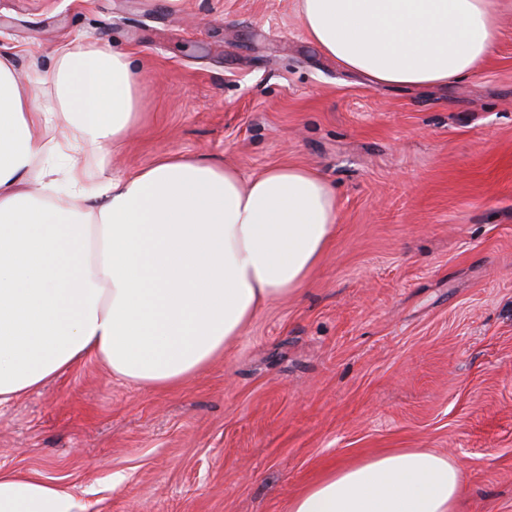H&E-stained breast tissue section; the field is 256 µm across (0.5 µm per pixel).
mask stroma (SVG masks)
Returning <instances> with one entry per match:
<instances>
[{
  "instance_id": "1",
  "label": "stroma",
  "mask_w": 512,
  "mask_h": 512,
  "mask_svg": "<svg viewBox=\"0 0 512 512\" xmlns=\"http://www.w3.org/2000/svg\"><path fill=\"white\" fill-rule=\"evenodd\" d=\"M129 54L139 119L112 156L317 170L338 223L312 276L222 360L156 391L88 358L0 406V468L82 512H288L338 461L430 448L460 512H512V9L477 73L389 85L307 38L296 0H0V56L58 109L61 44Z\"/></svg>"
}]
</instances>
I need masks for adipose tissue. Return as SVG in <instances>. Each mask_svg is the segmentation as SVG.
I'll return each mask as SVG.
<instances>
[{
  "label": "adipose tissue",
  "instance_id": "obj_1",
  "mask_svg": "<svg viewBox=\"0 0 512 512\" xmlns=\"http://www.w3.org/2000/svg\"><path fill=\"white\" fill-rule=\"evenodd\" d=\"M309 39L343 67L394 85L434 86L480 70L500 34L499 0H297ZM60 108L21 93L0 58V403L94 357L153 390L181 386L223 357L267 303L317 268L337 222L315 170L281 164L246 177L171 152L107 176L137 119L128 55L66 43L51 74ZM49 139H42V132ZM68 158L25 184L41 155ZM102 175L87 189L82 156ZM464 466L427 448L339 463L288 512H459ZM0 512H78L49 479L0 469Z\"/></svg>",
  "mask_w": 512,
  "mask_h": 512
}]
</instances>
